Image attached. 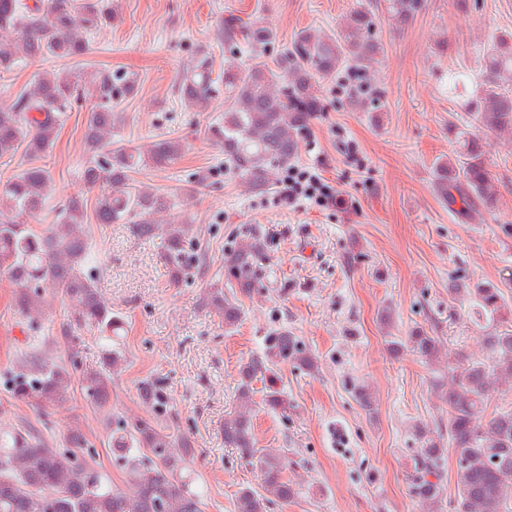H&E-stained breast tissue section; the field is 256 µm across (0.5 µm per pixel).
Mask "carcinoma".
Returning <instances> with one entry per match:
<instances>
[{"instance_id": "cac0c4a2", "label": "carcinoma", "mask_w": 512, "mask_h": 512, "mask_svg": "<svg viewBox=\"0 0 512 512\" xmlns=\"http://www.w3.org/2000/svg\"><path fill=\"white\" fill-rule=\"evenodd\" d=\"M392 18L401 28L413 24L424 8V0H387ZM116 13L112 0H39L30 7L21 0H0V31L13 33V41L0 43V73L19 61L46 56L76 58L85 55L88 44L79 34L112 23ZM376 23L372 6L353 10L335 36L308 30L300 32L290 49L272 69L258 60L247 68L235 62L224 66V86L232 106L224 112V123L209 128L211 140L224 149V156L253 189H265L274 171L293 162L297 134L322 111L314 92L316 77L336 74L345 63L361 70L380 53L370 34ZM224 36L238 35L264 48L274 35L258 25H243L236 17L224 19ZM512 34L495 36L484 54L480 94L472 100L470 119L482 131L512 130ZM213 83L205 58L196 60L190 73L178 83L181 98L193 105L204 103ZM81 84L70 73L39 74L11 103L0 104V160L11 161L22 152L30 160L20 173L0 185V275L16 286L15 306L21 316L39 317L41 290L61 291L69 301L73 323L79 330L113 332L119 318L106 306L91 271L87 269L90 244L82 231L84 205L70 199L60 223L37 233L27 218L39 212L51 184L49 170L35 160L49 153L62 125L67 105ZM135 81L101 72L92 82L91 94L112 100L115 92L132 94ZM112 108L88 113L85 141L91 156L81 177L90 188H100L95 208L99 224L124 222L133 225L142 238L157 239L160 257L171 279L188 277L194 255L190 250L192 225L179 215L165 224L154 215L174 207L171 198L147 189L128 187L130 173L148 164L167 168L181 157L185 144L179 138H159L146 147L112 146ZM435 192L467 214L475 205L486 210L496 206L491 173L482 138L467 133L455 162L436 168ZM265 241L256 233L224 251L225 287L207 293V306L233 326L240 308L224 288L248 294L257 285ZM451 291L465 294L490 315L501 312L505 298L500 288L478 284L469 288L453 284ZM415 352L433 362L439 356L435 337L424 332L412 336ZM487 355L470 362L448 387V439L425 427L417 434L422 448L414 458L410 495L418 504L435 512L441 499L440 461L451 451L456 458L459 489L455 512H512V411L494 414L487 422L478 415L488 397L493 376L512 380V327L494 330L484 337ZM291 358L307 368L312 359L286 330H274L265 338V350L241 370L238 398L252 402V383L264 377L265 403L288 411V399L276 388L273 366ZM124 362L116 349L105 353L100 368L84 376L90 402L105 406L112 393V372ZM72 374L65 365L30 354L25 365L9 380V391L19 401L50 407L66 400ZM141 395L151 420L118 421L112 433V453L129 466L133 493L112 487L90 465L88 443L79 431L69 434L62 448H52L39 434L15 431L0 434V512H202V501L192 481L181 476L186 458L193 455L190 442L179 443L162 427L171 416L166 387L158 379L144 382ZM224 446L249 456L254 448L250 412L242 410L224 421ZM179 451H174V448ZM151 454L146 463L136 462L135 451ZM282 456L265 453L262 460L263 493L243 488L235 499V512H266L273 501L286 502L295 488L284 477Z\"/></svg>"}]
</instances>
